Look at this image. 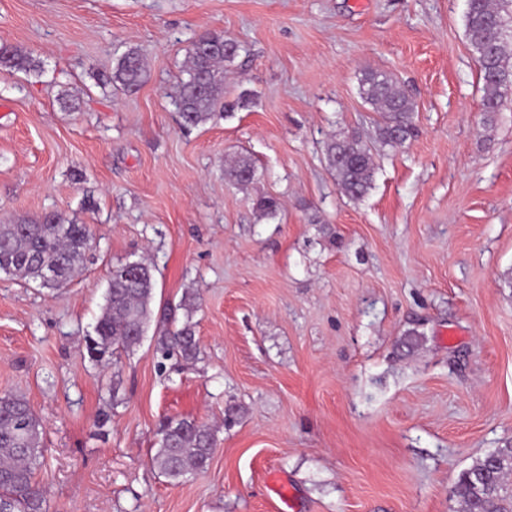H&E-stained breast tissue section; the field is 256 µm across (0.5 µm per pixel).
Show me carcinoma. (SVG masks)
Segmentation results:
<instances>
[{"label":"carcinoma","mask_w":512,"mask_h":512,"mask_svg":"<svg viewBox=\"0 0 512 512\" xmlns=\"http://www.w3.org/2000/svg\"><path fill=\"white\" fill-rule=\"evenodd\" d=\"M465 33L480 64L483 124L490 126L512 82V59L506 54L512 40V0H472L465 15ZM240 50L236 41L224 38L221 32H205L195 39L186 78L174 100L183 126L197 127L224 116L227 104L222 96L221 68L233 62ZM38 68L31 56L0 46L1 70L28 73ZM145 76L141 56L129 49L119 57L106 82L117 91L129 92L138 88ZM359 92L378 112L376 139L380 146L400 147L414 136L412 98L389 75L364 73ZM374 150V145L355 135L325 142L328 169L345 196L360 198L371 188ZM255 173L245 156L224 169L225 177L242 186L251 183ZM88 238L87 225L66 224L55 213L0 224V271L44 288H59L83 265ZM154 287V266L149 263L140 262L138 269L130 272L123 265L112 269L94 334L86 339L91 361L108 365L118 351L140 344L152 316ZM162 321L168 327L157 339L156 352L164 360L175 357L195 362L199 344L192 316L179 326L174 325L170 313L163 314ZM159 435L152 462L170 483L180 484L209 467L216 447L211 427L194 419L168 418L160 425ZM44 452L42 425L28 401L12 394L0 397V512H47L45 491L37 481ZM511 473L512 448H499L474 461L462 472L456 488L463 512L478 507L483 512H512V489L505 483Z\"/></svg>","instance_id":"carcinoma-1"}]
</instances>
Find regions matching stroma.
Here are the masks:
<instances>
[{
    "label": "stroma",
    "mask_w": 512,
    "mask_h": 512,
    "mask_svg": "<svg viewBox=\"0 0 512 512\" xmlns=\"http://www.w3.org/2000/svg\"><path fill=\"white\" fill-rule=\"evenodd\" d=\"M467 0H0V223L47 212L95 245L57 289L0 273V397L43 428L48 512H459L476 459L512 448V91L482 124ZM242 46L235 109L192 129L171 99L193 40ZM147 76L102 84L127 49ZM413 97L415 133L341 193L324 143L374 137L366 71ZM248 107H237L239 97ZM244 155L256 177H224ZM276 198L275 215L256 210ZM148 260L154 316L192 318L199 358L158 326L112 364L85 340L111 271ZM190 300L193 314L179 304ZM212 427L208 469L154 467L164 417ZM39 65L32 59L30 55L21 53L20 51L6 45L0 46V69L14 72L38 71ZM163 313L162 321L169 324L162 336L156 342V352L163 360L173 357L185 363H193L198 359L199 344L195 336V323L192 318L186 320L178 327L174 325V316Z\"/></svg>",
    "instance_id": "1"
}]
</instances>
